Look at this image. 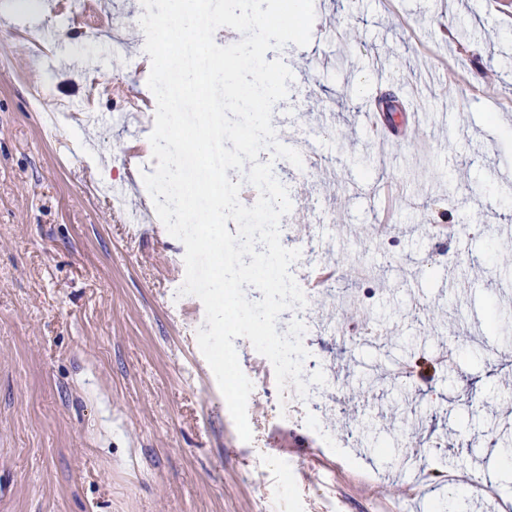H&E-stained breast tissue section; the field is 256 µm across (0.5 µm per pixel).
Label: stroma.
<instances>
[{"instance_id": "stroma-1", "label": "stroma", "mask_w": 512, "mask_h": 512, "mask_svg": "<svg viewBox=\"0 0 512 512\" xmlns=\"http://www.w3.org/2000/svg\"><path fill=\"white\" fill-rule=\"evenodd\" d=\"M0 0V512H512V0H314L306 46L271 50L293 74L274 110L310 157L278 173L283 216L349 272L306 305L326 382L321 429L235 339L260 396L242 441L180 295L185 247L154 215L145 36L132 0L57 13ZM115 13L125 23L92 32ZM97 34V54L80 45ZM430 121L395 148L361 123ZM94 121L44 122L60 103ZM131 184L129 236L100 191ZM401 195L380 228L383 182ZM450 224L440 256L433 225ZM480 264H470V257ZM373 341L339 335L350 315ZM448 357L404 386L400 365ZM479 479L488 491L471 490Z\"/></svg>"}]
</instances>
